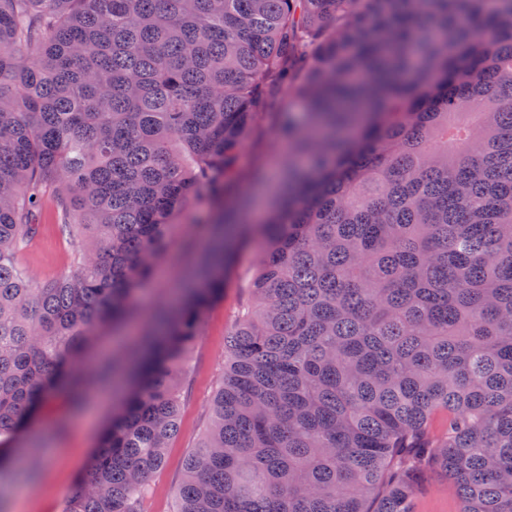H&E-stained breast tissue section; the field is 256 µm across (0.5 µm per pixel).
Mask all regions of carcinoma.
Listing matches in <instances>:
<instances>
[{
  "label": "carcinoma",
  "mask_w": 512,
  "mask_h": 512,
  "mask_svg": "<svg viewBox=\"0 0 512 512\" xmlns=\"http://www.w3.org/2000/svg\"><path fill=\"white\" fill-rule=\"evenodd\" d=\"M284 88L287 190L214 220ZM50 195L74 269L17 262ZM193 216L200 286L99 369ZM263 254L176 512H512V0H0V438L132 365L64 512H143L201 319ZM446 413L444 432L431 417ZM130 324H139L142 331L144 330V324L140 317L132 318L127 320L125 323H123L120 326L115 327L112 330V327L107 331L106 335L103 337V339L100 341V343L89 352L88 359L92 365H97L98 363L102 362V356L104 355V351L111 350L112 347L121 344L125 339H123V336L125 335V329ZM110 346L109 348H105L104 344ZM415 512H460V502L451 481L437 470L423 472L413 499Z\"/></svg>",
  "instance_id": "obj_1"
}]
</instances>
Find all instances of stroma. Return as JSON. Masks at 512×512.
Returning a JSON list of instances; mask_svg holds the SVG:
<instances>
[{
  "label": "stroma",
  "instance_id": "stroma-1",
  "mask_svg": "<svg viewBox=\"0 0 512 512\" xmlns=\"http://www.w3.org/2000/svg\"><path fill=\"white\" fill-rule=\"evenodd\" d=\"M303 108V102L293 92L283 91L278 110L263 118L241 151L238 174L240 192L246 201V222L265 218L271 205L270 199L258 195L257 185L282 146L277 136L280 113L284 110L299 112ZM202 245L193 225L179 226L168 254L143 284L140 296L146 312H155L167 302L168 290L184 272L191 250ZM73 250L71 239L56 221L53 203L48 202L40 214L35 237L19 251L17 261L39 282L70 272ZM260 256L259 248L254 245L239 251L235 260L236 277L225 287L223 299L202 317L184 381L180 428L168 443L163 467L151 478L145 512H175L176 490L183 477L186 457L199 446L207 431L211 398L224 377V337L234 326L239 309L250 298V281ZM111 415V403L92 396L78 406L61 394L45 402L39 412V422L48 453L36 466L31 481L26 483V495H15L8 486L0 488V512H63L66 496L77 474L88 464ZM413 507L415 512H460L454 485L433 469L423 472Z\"/></svg>",
  "mask_w": 512,
  "mask_h": 512
}]
</instances>
